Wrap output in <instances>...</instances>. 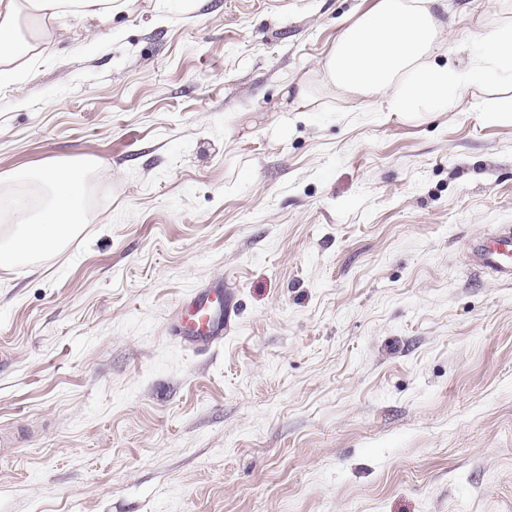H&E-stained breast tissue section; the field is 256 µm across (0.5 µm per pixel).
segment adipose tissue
<instances>
[{"label": "adipose tissue", "mask_w": 512, "mask_h": 512, "mask_svg": "<svg viewBox=\"0 0 512 512\" xmlns=\"http://www.w3.org/2000/svg\"><path fill=\"white\" fill-rule=\"evenodd\" d=\"M137 0H0V78H26L49 45V25L71 18L98 28ZM447 0H375L339 32L316 73L327 91L377 101L380 111L408 116L455 110L476 77L512 85V18L487 0L491 30L476 39L465 66L437 65ZM93 162L55 163L34 171L44 190L38 206H21L0 236V269L62 250L85 221L83 186Z\"/></svg>", "instance_id": "adipose-tissue-1"}]
</instances>
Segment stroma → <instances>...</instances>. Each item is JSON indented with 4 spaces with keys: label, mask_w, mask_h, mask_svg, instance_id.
I'll return each mask as SVG.
<instances>
[{
    "label": "stroma",
    "mask_w": 512,
    "mask_h": 512,
    "mask_svg": "<svg viewBox=\"0 0 512 512\" xmlns=\"http://www.w3.org/2000/svg\"><path fill=\"white\" fill-rule=\"evenodd\" d=\"M373 3L138 0L0 82V177L100 163L67 246L0 269V512H512V284L464 258L512 226V87L328 95ZM451 4L441 65L486 31ZM216 282L195 352L172 316ZM235 310L234 298L224 288H204L180 305L174 314V330L197 351L220 343Z\"/></svg>",
    "instance_id": "obj_1"
}]
</instances>
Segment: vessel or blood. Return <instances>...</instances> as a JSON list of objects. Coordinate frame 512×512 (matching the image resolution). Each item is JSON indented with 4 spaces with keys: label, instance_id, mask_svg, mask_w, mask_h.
Segmentation results:
<instances>
[{
    "label": "vessel or blood",
    "instance_id": "vessel-or-blood-1",
    "mask_svg": "<svg viewBox=\"0 0 512 512\" xmlns=\"http://www.w3.org/2000/svg\"><path fill=\"white\" fill-rule=\"evenodd\" d=\"M470 262L474 270L511 283L512 228L477 241L471 249ZM234 310V299L229 291L204 288L176 309L174 329L196 350L202 351L222 341Z\"/></svg>",
    "mask_w": 512,
    "mask_h": 512
}]
</instances>
